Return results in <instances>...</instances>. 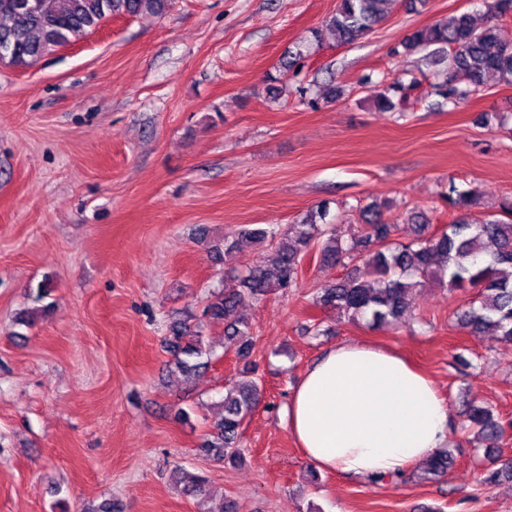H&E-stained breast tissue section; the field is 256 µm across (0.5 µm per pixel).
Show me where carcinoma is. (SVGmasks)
I'll return each mask as SVG.
<instances>
[{"label":"carcinoma","mask_w":512,"mask_h":512,"mask_svg":"<svg viewBox=\"0 0 512 512\" xmlns=\"http://www.w3.org/2000/svg\"><path fill=\"white\" fill-rule=\"evenodd\" d=\"M172 0H0V61L25 68L97 28L110 16L163 15ZM392 0H339L324 28L340 44H353L386 20ZM406 53L421 50V61L438 67L439 93L450 103L463 100L493 74L512 85V46L504 43L496 26L475 25L469 13L444 23L417 28L403 40ZM401 87L392 84L376 97L380 112L395 108L393 96ZM450 222L438 232L428 231L423 214L412 215L418 237L410 244L393 240L397 225L382 218L381 211L363 209V231L342 239L335 225L324 222L326 212L318 208L297 224L283 228L250 229L245 226L224 235V243L213 246L222 260L231 254L237 238L247 237L270 249L269 265L247 266L230 276L224 289L211 295L204 315L224 322L226 350L244 360L254 352L253 326L243 314L250 303L273 291L296 288L305 252L318 249L325 265L347 266L361 261L365 269L354 268L346 278L319 289L313 303L333 308L350 321L373 325L395 324L407 311V298L416 288L432 281L452 291L473 293L467 308L456 314L457 324L473 336L490 332L512 340V202L502 204L501 214L474 222L468 211L477 204L472 191L448 183L444 194ZM165 348L169 365L186 378L209 367L211 348L199 329L182 322L170 325ZM263 388L253 379H241L224 386L222 414L209 424L197 452L220 464H235L243 458L242 426L262 401ZM469 426L485 448H496L504 428L492 410L473 404L467 412ZM454 458L442 449L420 463L423 474L447 472ZM183 495L203 502L210 499L208 478L191 477L180 487Z\"/></svg>","instance_id":"obj_1"}]
</instances>
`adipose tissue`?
I'll return each mask as SVG.
<instances>
[{"mask_svg":"<svg viewBox=\"0 0 512 512\" xmlns=\"http://www.w3.org/2000/svg\"><path fill=\"white\" fill-rule=\"evenodd\" d=\"M319 470L391 478L445 447L450 408L399 354L343 342L302 375L285 411Z\"/></svg>","mask_w":512,"mask_h":512,"instance_id":"obj_1","label":"adipose tissue"}]
</instances>
